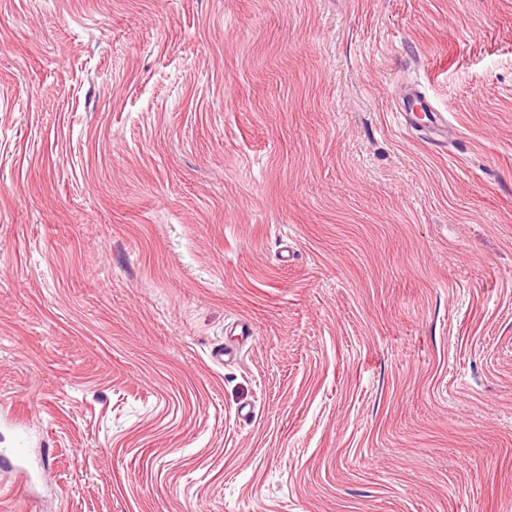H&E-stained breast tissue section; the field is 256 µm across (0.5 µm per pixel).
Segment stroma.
<instances>
[{
    "instance_id": "35a3bbf8",
    "label": "stroma",
    "mask_w": 512,
    "mask_h": 512,
    "mask_svg": "<svg viewBox=\"0 0 512 512\" xmlns=\"http://www.w3.org/2000/svg\"><path fill=\"white\" fill-rule=\"evenodd\" d=\"M0 448V512H512V0H0Z\"/></svg>"
}]
</instances>
